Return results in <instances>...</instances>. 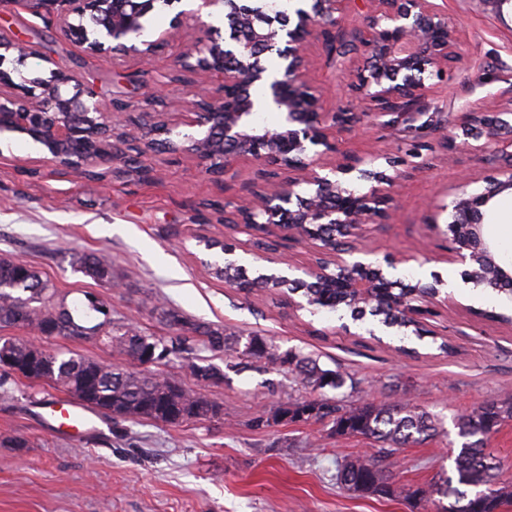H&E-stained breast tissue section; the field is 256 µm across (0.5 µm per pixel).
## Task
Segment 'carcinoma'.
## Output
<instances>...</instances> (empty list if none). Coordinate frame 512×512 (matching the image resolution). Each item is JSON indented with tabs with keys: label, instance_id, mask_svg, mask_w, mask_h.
Instances as JSON below:
<instances>
[{
	"label": "carcinoma",
	"instance_id": "obj_1",
	"mask_svg": "<svg viewBox=\"0 0 512 512\" xmlns=\"http://www.w3.org/2000/svg\"><path fill=\"white\" fill-rule=\"evenodd\" d=\"M75 263L88 275L108 282L110 273L99 262L78 256ZM303 293L318 298L320 307L336 312L346 306L353 310L351 294L309 283ZM0 324L27 329L40 336H68L80 340L102 338L117 354L136 359L141 351L155 350V363L171 358L186 360L190 375L200 383L224 377L220 369L197 355L201 350L232 352L243 362H262L268 368L288 372L310 387L316 396L294 399L271 415L258 414L250 427L263 431L281 422L319 421L332 424L339 436L371 441V451L345 461L339 470L341 484L350 490L380 497L391 496L390 460L400 449L419 444L440 434V423L432 413L399 401L358 403L335 396L324 389H340L355 382L340 370L322 367L319 360L291 350L279 351L262 336H250L239 349V338L218 329L196 325L194 335L144 336L133 328L120 332L112 327V307L100 301L69 307L66 296L58 294L32 267L0 258ZM8 357L16 373L31 382H44L63 389L89 408L120 419H149L176 425L218 415L219 405L200 392L188 389L148 367L134 371L119 364L100 362L80 355L60 353L29 345L13 337L0 336V358ZM512 421V401H489L460 417L456 426L465 439L454 458V475L438 484L437 491L454 499L448 512L466 507L465 512H499L512 501V480L502 478L500 461L488 451L492 435ZM474 489L468 494V489Z\"/></svg>",
	"mask_w": 512,
	"mask_h": 512
}]
</instances>
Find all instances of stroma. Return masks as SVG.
<instances>
[{
	"instance_id": "1",
	"label": "stroma",
	"mask_w": 512,
	"mask_h": 512,
	"mask_svg": "<svg viewBox=\"0 0 512 512\" xmlns=\"http://www.w3.org/2000/svg\"><path fill=\"white\" fill-rule=\"evenodd\" d=\"M460 34L464 60L444 81H433L419 111L455 127L464 112L512 110V0H434ZM0 29L17 31L37 49L22 72L49 78L62 69L96 89L99 100L123 104L122 123L144 122L155 112H175L217 77L173 64L179 45L150 62L129 57L113 70L108 57H90L46 12L0 0ZM310 82L327 111L355 109L360 120L334 131L340 154L393 153L404 175L392 190L383 223L364 228L359 242L376 261L397 257L392 278L433 283L453 295L417 338L385 328L377 317L339 318L313 307L298 310L284 296L261 288L244 293L217 275L232 244L248 276L271 270L274 259L293 266L313 259L306 239L281 240L247 227L225 229L224 207L247 195L268 174L251 160L236 163L223 184L195 160L162 154L148 180L127 177L122 164L59 170L44 162L39 144L0 135V258L19 259L50 281L68 302L90 292L112 305L115 324L152 336L176 334L167 312L226 335H258L281 350L318 357L358 383L338 396L364 401L399 400L436 414L444 436L403 449L390 471L396 483L426 489L421 500L378 497L342 486L338 470L367 452L368 440L336 435L325 422H282L265 431L249 426L273 414L305 389L291 375L253 363L230 368L221 352H207L224 378L199 386L174 359L160 364L166 376L203 388L220 416L178 425L104 415L100 434H66L48 426L39 405L54 388L0 371V512H437L431 488L454 469L462 440L455 419L481 403L512 398V303L491 301L467 284L464 264L450 258L439 225L461 176L472 190L499 176L502 153L470 147L447 150L432 126L385 125L366 117L340 76L341 54L328 53L322 37L309 44ZM512 194L497 197L484 234L498 260L512 266V227L502 214ZM109 268L98 282L73 264L75 255ZM24 447H17V440Z\"/></svg>"
}]
</instances>
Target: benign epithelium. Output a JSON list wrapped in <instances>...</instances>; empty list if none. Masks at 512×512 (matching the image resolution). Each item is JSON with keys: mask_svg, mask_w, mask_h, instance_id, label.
<instances>
[{"mask_svg": "<svg viewBox=\"0 0 512 512\" xmlns=\"http://www.w3.org/2000/svg\"><path fill=\"white\" fill-rule=\"evenodd\" d=\"M58 1L64 9L56 23L85 54L109 56L118 67L130 56L149 60L181 40L184 48L174 66L209 73L221 84L216 91L198 92L177 118L155 113L153 122L139 132L119 123L92 89L72 83L62 71H51L47 79L16 82L13 74L36 51L15 34L0 36V134L26 137L42 147L47 163L72 170L124 163L122 144L137 141L138 167L123 169L126 175H150L154 168L149 160L159 146L195 159L216 181L224 180L233 162L245 159L283 171L285 178L266 181L239 199L224 213V223L316 242L320 237L314 226L330 224L353 239L351 249L343 254L317 246L315 264L303 268L306 276L320 277L331 288H347L362 303L371 302L378 288L406 287L390 279L379 263L347 260L365 252L357 246L362 227L380 224L387 216L389 189L401 177L396 161L387 153L330 161L337 152L331 131L354 122L355 115L323 111L308 80L309 40L318 32L333 49L344 41L337 13L346 0H311L310 9L299 7L292 15L245 0H189L170 27L151 41L141 36L156 4L171 8L183 0H33L46 6ZM366 2V22L351 33V42L354 51L366 56L367 66L356 73L352 90L368 101L370 116L406 114L415 119L419 113L411 108L430 89L425 80L446 77L461 60L459 31L433 0ZM216 11L223 14L224 41L193 36L204 25L203 17ZM275 47L280 48V63L270 78L263 59ZM265 109L282 114L277 128L255 122V114ZM511 126L500 115L483 112H463L458 120L462 145L481 140L482 148L492 150L512 148V136L502 137ZM310 146L315 147L311 156ZM503 176L480 191L467 190L470 182H464L449 204L450 221L442 230L452 260L470 265L464 278L476 288L512 282V268L499 264L482 232L493 199L512 190V152ZM354 178L371 183L368 191L354 188ZM301 184L310 187L304 196L295 190ZM259 278L274 288H295L303 282L275 272Z\"/></svg>", "mask_w": 512, "mask_h": 512, "instance_id": "benign-epithelium-1", "label": "benign epithelium"}]
</instances>
